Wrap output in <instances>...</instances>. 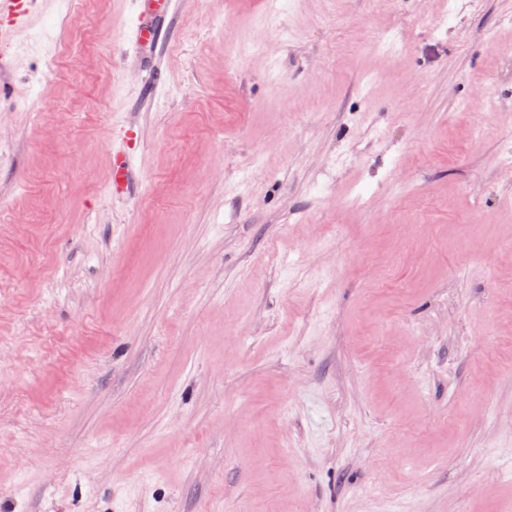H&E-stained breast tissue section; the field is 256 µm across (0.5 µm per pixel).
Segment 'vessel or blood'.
<instances>
[{
	"mask_svg": "<svg viewBox=\"0 0 512 512\" xmlns=\"http://www.w3.org/2000/svg\"><path fill=\"white\" fill-rule=\"evenodd\" d=\"M137 18L131 28L128 41L136 58L148 61L147 82H160L165 70L160 63L161 43L166 34L165 23L171 14L172 0H136ZM29 13L28 5L21 0H0V16L7 18L8 26L0 28V42L8 40L13 31L22 27ZM135 142H128L125 149L112 159V193L122 196L131 192L135 180Z\"/></svg>",
	"mask_w": 512,
	"mask_h": 512,
	"instance_id": "b4317fda",
	"label": "vessel or blood"
}]
</instances>
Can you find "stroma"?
<instances>
[{
    "label": "stroma",
    "instance_id": "1",
    "mask_svg": "<svg viewBox=\"0 0 512 512\" xmlns=\"http://www.w3.org/2000/svg\"><path fill=\"white\" fill-rule=\"evenodd\" d=\"M135 2L0 47V512H500L512 0ZM137 18L131 28L128 41L134 50V55L141 61L151 62L146 69L136 68L146 72L145 84L160 82L165 76V70L160 63L162 52L161 43L166 34L165 23L171 14V0H136ZM127 140H133L128 134ZM137 149L136 143L127 142L126 148L117 152L112 159V193L115 196H123L130 193L134 186L135 167L134 153Z\"/></svg>",
    "mask_w": 512,
    "mask_h": 512
}]
</instances>
